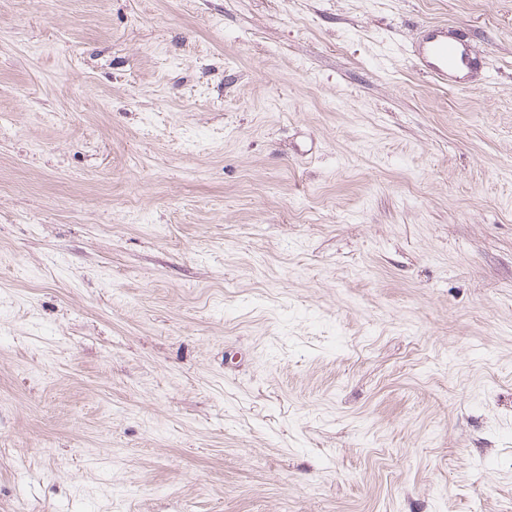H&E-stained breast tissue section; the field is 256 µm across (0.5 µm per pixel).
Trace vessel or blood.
Segmentation results:
<instances>
[{
    "mask_svg": "<svg viewBox=\"0 0 512 512\" xmlns=\"http://www.w3.org/2000/svg\"><path fill=\"white\" fill-rule=\"evenodd\" d=\"M413 55L418 69L442 87L457 85L460 75L477 64L468 37H449L441 23L423 27Z\"/></svg>",
    "mask_w": 512,
    "mask_h": 512,
    "instance_id": "obj_1",
    "label": "vessel or blood"
}]
</instances>
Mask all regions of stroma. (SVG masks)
Masks as SVG:
<instances>
[{"label":"stroma","instance_id":"obj_1","mask_svg":"<svg viewBox=\"0 0 512 512\" xmlns=\"http://www.w3.org/2000/svg\"><path fill=\"white\" fill-rule=\"evenodd\" d=\"M0 512H512V0H0ZM418 69L441 87L459 85L460 75L477 65L468 37H448V25L428 24L414 47Z\"/></svg>","mask_w":512,"mask_h":512}]
</instances>
